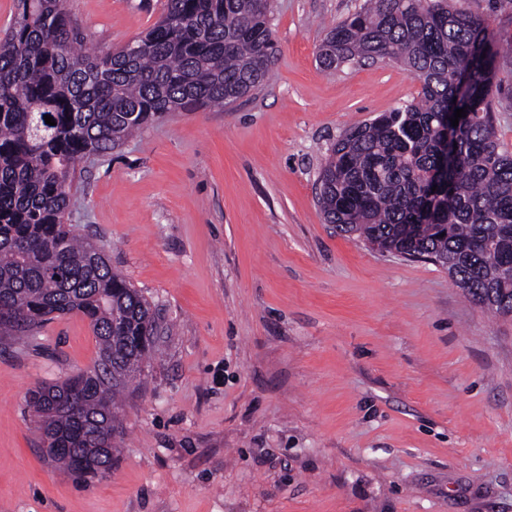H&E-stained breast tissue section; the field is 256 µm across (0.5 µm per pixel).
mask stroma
Wrapping results in <instances>:
<instances>
[{"mask_svg":"<svg viewBox=\"0 0 512 512\" xmlns=\"http://www.w3.org/2000/svg\"><path fill=\"white\" fill-rule=\"evenodd\" d=\"M165 0H65L100 48ZM364 0H271V80L172 112L77 166L67 221L159 316L112 472L41 452L29 390L93 367L88 320L0 337V512H512V315L447 271L337 234L316 202L339 136L416 98L393 62L320 66ZM500 47L512 150V0H453Z\"/></svg>","mask_w":512,"mask_h":512,"instance_id":"obj_1","label":"stroma"}]
</instances>
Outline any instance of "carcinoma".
<instances>
[{
	"label": "carcinoma",
	"mask_w": 512,
	"mask_h": 512,
	"mask_svg": "<svg viewBox=\"0 0 512 512\" xmlns=\"http://www.w3.org/2000/svg\"><path fill=\"white\" fill-rule=\"evenodd\" d=\"M269 2L167 0L129 52L88 49L64 0H16L0 37V335L28 337L73 312L89 320L93 368L27 400L58 449L48 460L74 475L112 472L119 402L159 332L104 247L65 224L76 165L169 112L224 107L267 83ZM498 56L486 19L448 0H365L328 32L320 63L396 61L421 92L345 130L321 167L317 204L336 231L432 257L474 303L511 315L512 153L494 129ZM461 108L445 158L443 128Z\"/></svg>",
	"instance_id": "obj_1"
}]
</instances>
